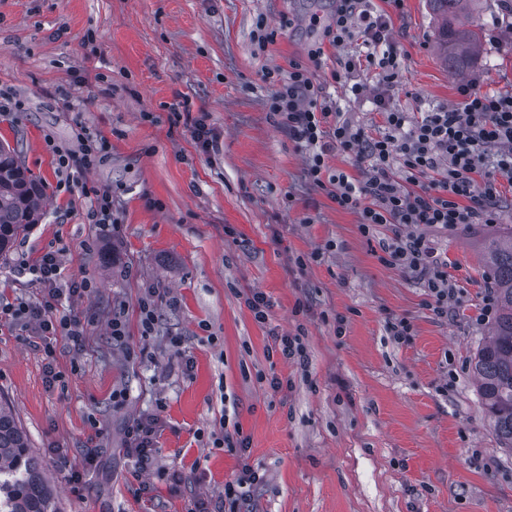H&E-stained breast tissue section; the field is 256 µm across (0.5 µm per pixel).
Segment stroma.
<instances>
[{
    "mask_svg": "<svg viewBox=\"0 0 512 512\" xmlns=\"http://www.w3.org/2000/svg\"><path fill=\"white\" fill-rule=\"evenodd\" d=\"M332 0H0V86L23 107L0 112V141L18 150L46 202L5 260L0 300L36 299L25 273L53 251L58 287L90 280L69 308L86 349L57 343L61 382L18 327L0 324V400L16 413L61 512H192L218 498L242 465L262 475L226 512H512V453L481 403L473 360L489 340L493 302L481 247L492 224L426 229L454 294L448 315L426 309L417 279L382 265L388 228L363 236L307 175V151L270 110L266 69L306 66L344 119L375 133L382 119L359 82L402 112L457 102L459 85L512 87V32L499 0H479L482 47L453 75L435 47L427 0L391 14L401 72L380 87L374 69L335 80L338 50L319 61ZM290 19L280 28L281 19ZM276 28L257 51L258 23ZM179 122H172V109ZM204 119L213 144L193 137ZM89 128L106 144L90 171L63 178L54 147L77 149ZM112 193V221L87 219L88 187ZM159 291L144 333L139 303ZM268 300L257 322L247 299ZM126 336L113 342V312ZM406 318L397 340L387 321ZM301 334L307 365L274 337ZM282 386L272 389L271 379ZM243 448H216L221 418ZM154 419L155 463L136 473L127 426ZM82 485L69 472L88 452ZM185 482L174 485L173 474ZM150 492H142V484Z\"/></svg>",
    "mask_w": 512,
    "mask_h": 512,
    "instance_id": "35a3bbf8",
    "label": "stroma"
}]
</instances>
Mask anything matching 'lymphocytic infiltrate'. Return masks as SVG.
Masks as SVG:
<instances>
[{
  "instance_id": "lymphocytic-infiltrate-1",
  "label": "lymphocytic infiltrate",
  "mask_w": 512,
  "mask_h": 512,
  "mask_svg": "<svg viewBox=\"0 0 512 512\" xmlns=\"http://www.w3.org/2000/svg\"><path fill=\"white\" fill-rule=\"evenodd\" d=\"M386 10L372 13L364 0H335L325 42L310 51L319 60L325 47H344L354 37L365 46L382 48V55L360 60L341 59L346 73L368 63L383 83L399 76V62L389 51L390 10L403 0H386ZM274 87L271 110L281 118L290 138L309 150L308 175L336 205L357 213L361 234L372 235L388 225L379 260L421 280L427 305L439 317L448 314V270L421 227L445 231L461 224H494L499 220L502 193L498 177L512 176V90L476 91L466 84L459 100L410 119L394 109L383 94L374 97L384 128L368 135L350 122L333 118L323 102V88L302 65L265 73ZM354 154L362 163L360 175L332 171L329 153ZM61 263L53 252L44 253L29 272L44 287L40 298L22 297L0 303V321L19 326L47 361L49 383L61 381L56 371L55 345L63 340L77 350L86 348V328L78 316L61 312L63 293L55 282Z\"/></svg>"
}]
</instances>
